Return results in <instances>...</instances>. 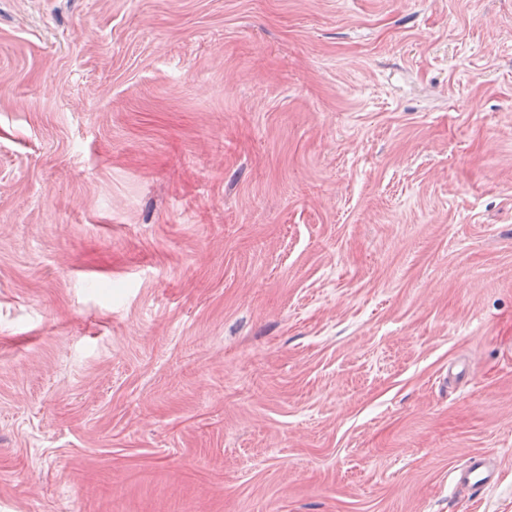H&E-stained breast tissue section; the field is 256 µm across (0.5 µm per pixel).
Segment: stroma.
I'll return each instance as SVG.
<instances>
[{
	"label": "stroma",
	"mask_w": 512,
	"mask_h": 512,
	"mask_svg": "<svg viewBox=\"0 0 512 512\" xmlns=\"http://www.w3.org/2000/svg\"><path fill=\"white\" fill-rule=\"evenodd\" d=\"M0 512H512V0H0ZM499 475V469L491 458L484 454H474L465 465L454 471L453 478L457 486L476 496L493 488Z\"/></svg>",
	"instance_id": "1"
}]
</instances>
